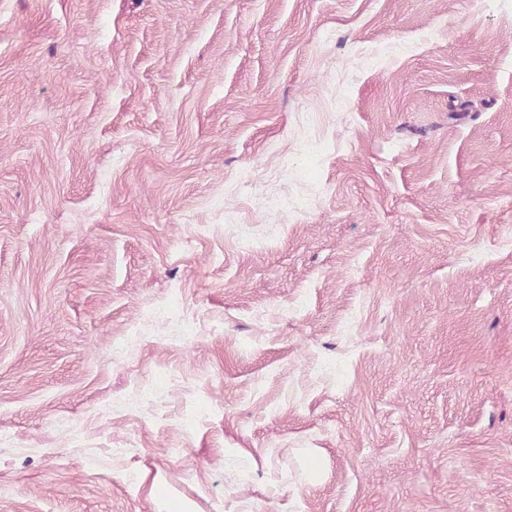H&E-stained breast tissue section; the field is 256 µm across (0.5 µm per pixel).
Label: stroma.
I'll return each mask as SVG.
<instances>
[{
    "label": "stroma",
    "instance_id": "1",
    "mask_svg": "<svg viewBox=\"0 0 512 512\" xmlns=\"http://www.w3.org/2000/svg\"><path fill=\"white\" fill-rule=\"evenodd\" d=\"M0 512H512V0H0Z\"/></svg>",
    "mask_w": 512,
    "mask_h": 512
}]
</instances>
